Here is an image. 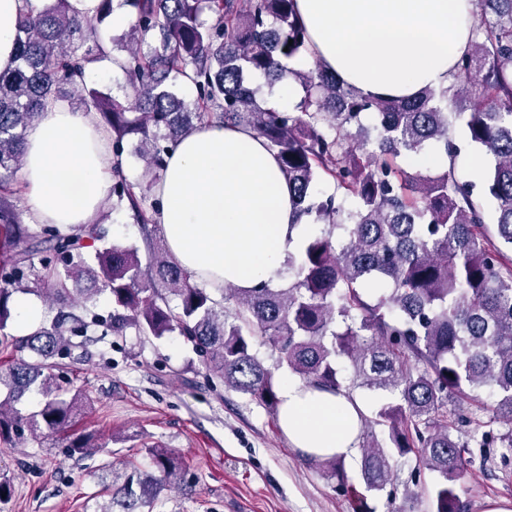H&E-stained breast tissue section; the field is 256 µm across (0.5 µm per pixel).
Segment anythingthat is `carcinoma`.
Returning a JSON list of instances; mask_svg holds the SVG:
<instances>
[{"mask_svg":"<svg viewBox=\"0 0 512 512\" xmlns=\"http://www.w3.org/2000/svg\"><path fill=\"white\" fill-rule=\"evenodd\" d=\"M296 0H99L92 17L70 0H51L18 22L16 65L0 73V332L18 294L44 297L56 314L47 326L15 340L20 355L0 367V444L28 435L69 438V455L101 447L90 431L74 432L85 392L57 382L56 358L84 345L103 325L114 336L130 328L161 339L178 333L209 374L278 415L275 371L287 368L310 387L389 395L361 428L364 487L348 483L344 460L318 461L344 487L353 512H374L368 493L392 485L393 461L410 453L437 475L430 512H463L456 492L472 449L500 450L512 461V0H476L472 38L450 85L425 87L413 99L364 97L320 64L306 71L286 62L309 52ZM133 10L122 72L134 104L87 88V65L107 56L97 36L111 11ZM209 14L211 21L203 19ZM272 90L300 85L294 111L278 110L253 84ZM187 85V101L175 88ZM51 98L94 109L112 137V206L127 205L144 226L147 263L133 244L96 251L89 286L83 240H101L100 225L67 233L43 228L42 243L59 257L34 270L10 181L22 166L25 133ZM462 121L464 141L448 117ZM242 128L263 139L288 183L296 214L319 233L288 255V286L244 289L227 284L224 301L184 269L166 247L154 215L166 157L202 125ZM140 140L141 181L123 174L124 144ZM492 157L482 175L483 198L456 173L462 144ZM433 147L449 159L431 176L407 166ZM321 175L336 193L313 196ZM493 204L488 214L483 199ZM494 220V235L486 233ZM107 295L105 322L86 318L87 304ZM266 339L278 358L270 367L254 351ZM352 371L344 384L342 369ZM39 396L25 410L29 395ZM464 396L492 414L482 422L470 407L446 412ZM381 435H376L375 428ZM149 467L124 481L103 471L109 501L98 512H154L160 492L180 484L182 460L148 448Z\"/></svg>","mask_w":512,"mask_h":512,"instance_id":"cac0c4a2","label":"carcinoma"}]
</instances>
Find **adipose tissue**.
I'll return each instance as SVG.
<instances>
[{"label": "adipose tissue", "instance_id": "ef3b65f1", "mask_svg": "<svg viewBox=\"0 0 512 512\" xmlns=\"http://www.w3.org/2000/svg\"><path fill=\"white\" fill-rule=\"evenodd\" d=\"M45 0H0V71L14 66L17 24ZM310 58L365 97H407L448 86L470 43L472 0H296ZM93 111L49 100L25 135L20 178L36 224L93 223L109 204L112 157ZM156 221L181 265L210 287L279 284L290 252L311 233L296 224L291 192L260 138L210 124L167 157ZM279 425L313 458H351L361 421L357 398L281 380Z\"/></svg>", "mask_w": 512, "mask_h": 512}]
</instances>
